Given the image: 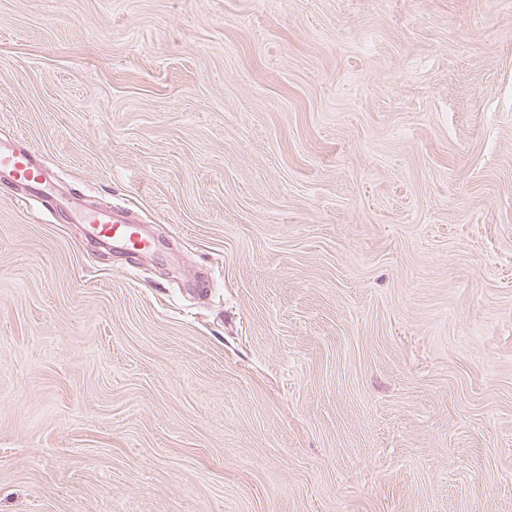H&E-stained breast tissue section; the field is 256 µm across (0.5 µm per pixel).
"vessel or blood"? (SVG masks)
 I'll list each match as a JSON object with an SVG mask.
<instances>
[{
	"label": "vessel or blood",
	"mask_w": 512,
	"mask_h": 512,
	"mask_svg": "<svg viewBox=\"0 0 512 512\" xmlns=\"http://www.w3.org/2000/svg\"><path fill=\"white\" fill-rule=\"evenodd\" d=\"M0 182L22 188L30 200L40 202L51 216L62 215L71 223L88 225L95 239L112 243L113 247L143 252L152 246L124 207L94 210L80 198L59 195L52 171L41 154L0 144Z\"/></svg>",
	"instance_id": "vessel-or-blood-1"
}]
</instances>
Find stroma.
<instances>
[{
  "mask_svg": "<svg viewBox=\"0 0 512 512\" xmlns=\"http://www.w3.org/2000/svg\"><path fill=\"white\" fill-rule=\"evenodd\" d=\"M0 512H512V0H0ZM0 182L21 187L29 194L24 200L40 202L54 220L63 213L73 224H88L94 239L112 242V248L143 252L152 247L151 240L143 235L124 207L92 210L78 197L59 195L48 163L35 151L0 143Z\"/></svg>",
  "mask_w": 512,
  "mask_h": 512,
  "instance_id": "35a3bbf8",
  "label": "stroma"
}]
</instances>
